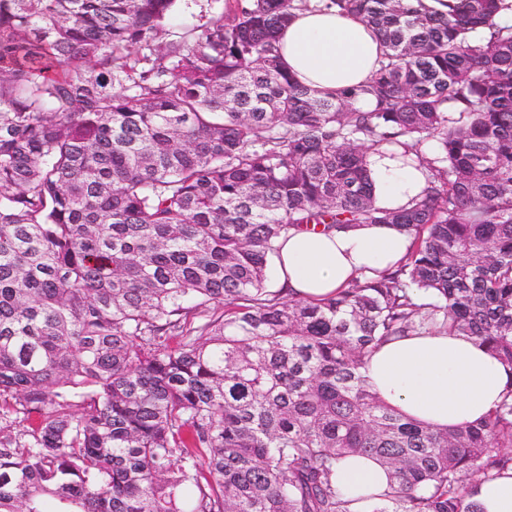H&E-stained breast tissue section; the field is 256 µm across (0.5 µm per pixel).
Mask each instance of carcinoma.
<instances>
[{"mask_svg": "<svg viewBox=\"0 0 512 512\" xmlns=\"http://www.w3.org/2000/svg\"><path fill=\"white\" fill-rule=\"evenodd\" d=\"M174 2L0 0V512H354L355 456L389 470L370 512H479L468 481L512 466V389L436 430L361 369L433 331L512 367V4L327 0L384 44L327 97L279 59L295 0L168 40ZM383 144L425 172L406 208L374 202ZM304 224L411 247L288 298L269 261Z\"/></svg>", "mask_w": 512, "mask_h": 512, "instance_id": "carcinoma-1", "label": "carcinoma"}]
</instances>
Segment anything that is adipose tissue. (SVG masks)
<instances>
[{"label":"adipose tissue","mask_w":512,"mask_h":512,"mask_svg":"<svg viewBox=\"0 0 512 512\" xmlns=\"http://www.w3.org/2000/svg\"><path fill=\"white\" fill-rule=\"evenodd\" d=\"M278 47L288 72L329 96L367 82L383 52L371 27L333 7L296 10L279 33ZM392 152L389 145L373 151L368 171L376 204L397 210L421 191L425 177L422 170L402 166ZM410 242L392 224L293 230L279 241L276 278L291 293L320 299L354 277L396 266ZM363 374L384 403L440 429L480 420L512 386V369L488 345L448 333L389 341L371 355ZM336 483L358 497L384 490L389 476L375 459L350 457L337 465ZM470 499L480 512H512V469L473 483Z\"/></svg>","instance_id":"ef3b65f1"}]
</instances>
